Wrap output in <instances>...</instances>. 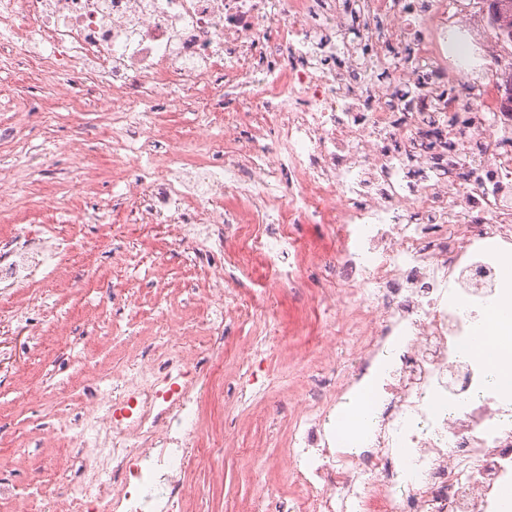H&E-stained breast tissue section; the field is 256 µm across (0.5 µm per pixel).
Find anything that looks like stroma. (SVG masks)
<instances>
[{"label":"stroma","instance_id":"obj_1","mask_svg":"<svg viewBox=\"0 0 512 512\" xmlns=\"http://www.w3.org/2000/svg\"><path fill=\"white\" fill-rule=\"evenodd\" d=\"M28 94L27 82L0 55V130L21 128L27 140L22 154L15 142H0V186L30 184L24 204L32 215L21 221L29 236L49 245L59 238L80 240L66 264L43 271L39 286L47 320L84 339L76 357L50 334L30 350L20 322L0 317V374L5 377L0 383V466L10 470L15 494L29 498L38 512L36 493L62 480L65 450L42 443L35 424L47 416L64 426L79 401L84 361L108 367L129 348L148 343L157 315L174 313L190 325L202 321L207 313L203 297L211 283L207 270L196 266L164 227L125 223L130 204L121 199L123 186L112 176L110 116L96 112L83 98L60 106L61 116L53 120L40 112H13L12 102ZM71 141L84 143L93 160L80 191L63 177L53 183L41 180L42 175L73 169L74 157L66 149ZM159 267L166 274L162 282L155 275ZM326 276L321 263L310 265L304 287L271 289L264 321L225 328V350L260 344L275 330L288 352L267 354L259 367L241 366L239 379L230 382L227 392L237 407L235 423L221 424L220 400H204V422L223 425L236 451L191 465L188 479L200 495L191 501L189 512H237L256 492L271 501L287 494L291 481L277 470L275 459L287 437L288 394L301 384L294 358L314 346L323 332V311L312 294L325 287ZM114 290L128 293V300L108 301ZM36 387L45 401L27 406L24 396Z\"/></svg>","mask_w":512,"mask_h":512}]
</instances>
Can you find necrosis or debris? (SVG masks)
<instances>
[{
    "label": "necrosis or debris",
    "instance_id": "4bbe7bcc",
    "mask_svg": "<svg viewBox=\"0 0 512 512\" xmlns=\"http://www.w3.org/2000/svg\"><path fill=\"white\" fill-rule=\"evenodd\" d=\"M322 2L0 0V50L16 73L111 113L112 153L134 159L129 220L145 212L167 225L226 283L195 329L163 315L152 347L85 367L67 432L38 430L67 448L72 473L64 493L42 490L43 512H185L190 460L224 453L219 433L199 429L204 398L224 393V319L263 314L233 283L253 260L267 286L301 283L298 224L329 226L341 272L317 298L330 336L307 367L330 366L340 340L348 358L322 391L294 394L279 459L294 490L271 508L504 512L512 387L500 371L512 367V335L497 332L494 366L468 348L512 279V109L491 54L498 36L482 0H350L354 39L339 9L311 24ZM162 96L223 113V134L207 118L193 156L176 139L152 153ZM246 123L254 135L240 147ZM70 248L0 251V283L26 286L29 342L47 329L34 315L36 272ZM199 335L216 345V373L202 379L191 370ZM368 380L375 394L363 403ZM360 418L365 433L338 445L339 425Z\"/></svg>",
    "mask_w": 512,
    "mask_h": 512
}]
</instances>
